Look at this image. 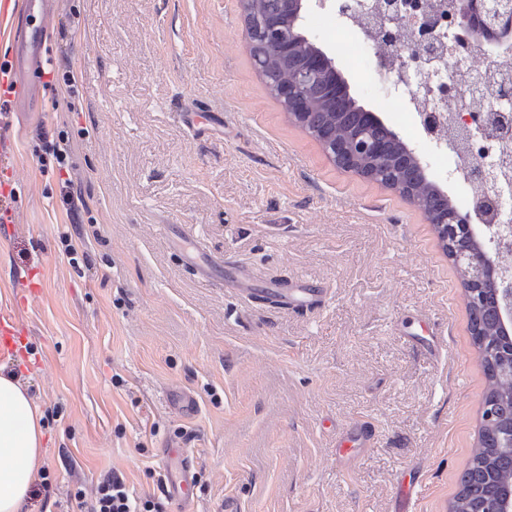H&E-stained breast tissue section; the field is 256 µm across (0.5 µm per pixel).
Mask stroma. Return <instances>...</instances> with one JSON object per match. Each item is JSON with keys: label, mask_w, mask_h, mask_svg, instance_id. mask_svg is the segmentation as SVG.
Here are the masks:
<instances>
[{"label": "stroma", "mask_w": 512, "mask_h": 512, "mask_svg": "<svg viewBox=\"0 0 512 512\" xmlns=\"http://www.w3.org/2000/svg\"><path fill=\"white\" fill-rule=\"evenodd\" d=\"M338 0L303 31L334 52ZM47 60L0 116V367L44 416L48 492L107 472L157 493L163 450L200 479L168 512H448L476 445L486 377L464 285L399 192L338 168L253 64L240 0H52ZM452 199L471 189L425 132L400 129ZM72 143L71 185L39 169ZM92 216L74 226L64 190ZM82 234L72 266L65 236ZM224 263L205 281L185 254ZM243 272L247 289L233 285ZM305 281L317 303L271 296ZM369 448L340 461L351 427ZM416 498L396 496L400 482ZM69 144L68 138L59 137L54 142H46L45 153L38 156V163L42 169L47 168L52 162L61 174L69 168Z\"/></svg>", "instance_id": "1"}]
</instances>
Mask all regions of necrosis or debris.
Instances as JSON below:
<instances>
[{
    "instance_id": "obj_1",
    "label": "necrosis or debris",
    "mask_w": 512,
    "mask_h": 512,
    "mask_svg": "<svg viewBox=\"0 0 512 512\" xmlns=\"http://www.w3.org/2000/svg\"><path fill=\"white\" fill-rule=\"evenodd\" d=\"M437 35L446 53L458 57L454 71H446L441 66L428 67L402 77L392 69L386 71L384 77L393 89L389 112L395 122L417 127L427 118L438 125L442 139L452 141L456 139L458 131L453 124L446 122V114L475 111V99L492 98L500 85H512V62L493 68L479 52H457V33L449 22H442ZM335 45L338 54L354 65L367 55L377 61H391L396 52L394 41L367 39L356 22L337 27ZM443 83L452 89L457 86L467 89L468 97L463 98L452 92L447 98H440L437 88Z\"/></svg>"
}]
</instances>
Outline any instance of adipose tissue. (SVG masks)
I'll use <instances>...</instances> for the list:
<instances>
[{
	"mask_svg": "<svg viewBox=\"0 0 512 512\" xmlns=\"http://www.w3.org/2000/svg\"><path fill=\"white\" fill-rule=\"evenodd\" d=\"M42 417L19 378L0 370V512H23L44 456Z\"/></svg>",
	"mask_w": 512,
	"mask_h": 512,
	"instance_id": "obj_1",
	"label": "adipose tissue"
}]
</instances>
